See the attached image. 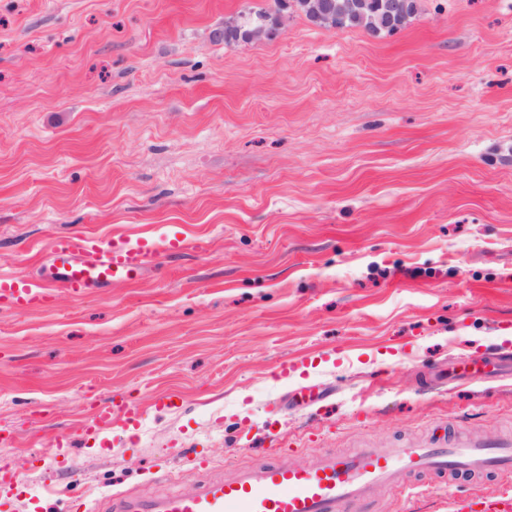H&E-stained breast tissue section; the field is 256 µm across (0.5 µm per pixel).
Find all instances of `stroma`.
Instances as JSON below:
<instances>
[{
	"label": "stroma",
	"instance_id": "1",
	"mask_svg": "<svg viewBox=\"0 0 512 512\" xmlns=\"http://www.w3.org/2000/svg\"><path fill=\"white\" fill-rule=\"evenodd\" d=\"M250 10L280 33L216 40ZM77 232L187 247L98 294L0 306L22 512H102L267 457L512 437V376L452 382L459 356L512 353V0H416L376 38L276 0H0V273L37 278ZM303 384L325 398L291 407ZM115 393L139 428L82 435ZM411 483L356 512L504 486Z\"/></svg>",
	"mask_w": 512,
	"mask_h": 512
}]
</instances>
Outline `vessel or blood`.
I'll return each mask as SVG.
<instances>
[{
  "instance_id": "1",
  "label": "vessel or blood",
  "mask_w": 512,
  "mask_h": 512,
  "mask_svg": "<svg viewBox=\"0 0 512 512\" xmlns=\"http://www.w3.org/2000/svg\"><path fill=\"white\" fill-rule=\"evenodd\" d=\"M184 246V240L175 236L62 237L51 247L43 281L0 274V303L17 308L42 303L49 284L82 298L115 279L138 280L160 255ZM140 418L139 407L116 394L97 409L89 429L100 433L115 423L134 429ZM489 471L512 477V442L489 444L470 438L445 448H398L390 453L359 448L348 454L321 455L306 467L258 464L152 501L122 492L111 494L108 501L110 512H349L380 489L400 484L408 473L481 475Z\"/></svg>"
}]
</instances>
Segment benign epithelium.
<instances>
[{"instance_id":"1","label":"benign epithelium","mask_w":512,"mask_h":512,"mask_svg":"<svg viewBox=\"0 0 512 512\" xmlns=\"http://www.w3.org/2000/svg\"><path fill=\"white\" fill-rule=\"evenodd\" d=\"M289 6L308 15L315 22L334 23L346 18L355 19L376 34L382 29L399 30L412 18L407 0H390L376 8L372 0H289ZM280 29L278 18L267 19L243 33L248 41L271 37Z\"/></svg>"}]
</instances>
